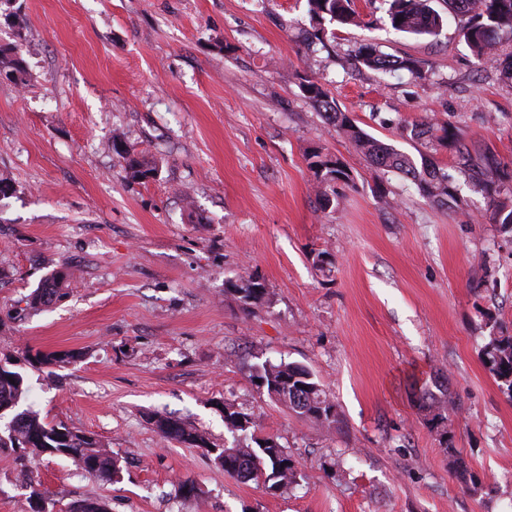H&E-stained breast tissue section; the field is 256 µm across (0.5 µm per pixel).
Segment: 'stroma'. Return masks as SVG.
<instances>
[{
	"instance_id": "35a3bbf8",
	"label": "stroma",
	"mask_w": 512,
	"mask_h": 512,
	"mask_svg": "<svg viewBox=\"0 0 512 512\" xmlns=\"http://www.w3.org/2000/svg\"><path fill=\"white\" fill-rule=\"evenodd\" d=\"M361 26L312 39L308 0H14L0 46L27 82L0 79V359L29 378L41 418L101 440L118 482L43 457L50 512L84 498L110 512H512V398L485 368L492 311L512 330V235L434 139L404 124H453L474 156L512 166V85L448 16L434 36L394 30L388 0H354ZM365 41L422 75L355 65ZM321 84L376 139L453 175L438 205L374 169L301 90ZM156 159L127 179L113 137ZM350 178L317 198L311 152ZM61 276L39 310L28 296ZM255 279L258 304L233 285ZM82 352L47 371L26 351ZM304 366L325 390L324 425L269 395L256 367ZM449 393V456L437 407ZM255 412L231 433L225 410ZM171 416L216 445L273 438L296 483L225 474L204 449L161 437ZM15 453L0 451V512H28ZM197 493L180 497L177 485Z\"/></svg>"
}]
</instances>
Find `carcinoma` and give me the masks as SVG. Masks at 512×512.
Instances as JSON below:
<instances>
[{
	"mask_svg": "<svg viewBox=\"0 0 512 512\" xmlns=\"http://www.w3.org/2000/svg\"><path fill=\"white\" fill-rule=\"evenodd\" d=\"M434 0H391L389 20L391 26L401 32L417 36H435L443 26L442 14L433 7ZM448 12L467 17L460 28V36L476 56L494 59L501 67L502 80L512 84V49H502L504 41L512 42V0H443ZM311 20L316 23V35L325 34L327 21L341 25L358 24V15L353 0H308ZM356 61L370 69L384 72L408 71L421 76L418 62L411 58L395 59L382 53L375 44L365 42L357 50ZM14 74V82L26 81L27 70L23 60L10 51L0 48V71ZM312 102L324 111L325 120L336 126L355 148L369 159L371 164L383 171L397 173L413 182L422 194L433 202L450 208L459 204L457 189L448 180V174L420 155L416 163L409 154L394 145L377 140L354 124L329 100L323 88L313 81L301 86ZM400 136L419 140L433 136L431 123L412 124L399 127ZM443 135L439 140L448 142L455 149L462 173L487 197L488 211L492 220L501 225L503 232L512 233V172L507 165L495 159L483 161L473 157L468 146L462 142L455 127L448 123L440 126ZM320 174L318 193L325 204H330V184L346 180L349 173L339 159L317 157L310 162ZM157 164L146 157H130L126 174L132 181L143 182L155 176ZM57 281L45 288L36 289L30 297V305L38 308L51 303L60 293ZM234 293L245 305L255 304L264 295V289L254 283L248 288H236ZM492 322L489 340L483 348V362L499 386L512 398V334L508 329L494 324V314L484 312ZM82 357L76 351L26 352V360L33 366L64 368ZM254 378L265 382L267 392L288 403L298 414L321 424H331L333 405L321 386L313 381L310 372L297 364H263L256 368ZM29 386L25 375L6 361L0 365V410L5 411L7 421L0 428V450H11L18 454L24 464L45 454L71 459L84 473L105 481L120 477V461L97 438L63 424H50L40 418L31 407L24 406L28 399ZM151 423L166 440L196 446L214 455V460L224 472L241 480L272 484L283 487L300 477L293 460L273 439H264L256 448L239 446L219 447L210 444L208 438L196 427L170 417L156 415ZM226 428L232 432H245L259 426L254 413L224 412ZM25 483L32 487L28 497L30 512H47L44 494L33 487L32 471L21 470ZM69 512H108L104 502L85 499L69 507Z\"/></svg>",
	"mask_w": 512,
	"mask_h": 512,
	"instance_id": "carcinoma-1",
	"label": "carcinoma"
}]
</instances>
